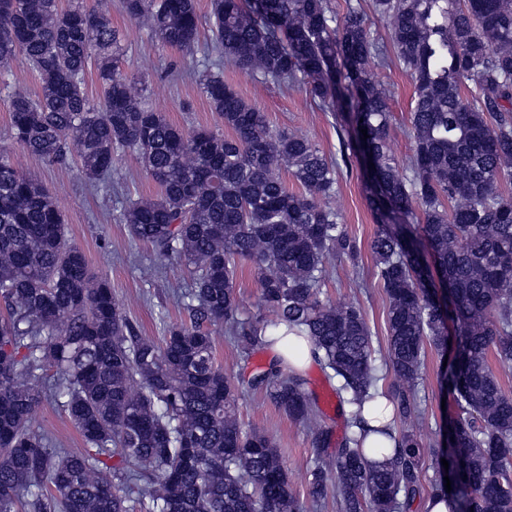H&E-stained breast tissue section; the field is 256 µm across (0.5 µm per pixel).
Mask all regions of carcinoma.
Listing matches in <instances>:
<instances>
[{"label":"carcinoma","instance_id":"1","mask_svg":"<svg viewBox=\"0 0 512 512\" xmlns=\"http://www.w3.org/2000/svg\"><path fill=\"white\" fill-rule=\"evenodd\" d=\"M410 73L412 156L403 176L389 153L391 91L370 64L386 59L360 4L344 16L329 0H210V45L200 77L221 127L185 133L152 108L122 68L112 0H0V85L11 63L35 74V94L13 91L16 143L76 164L112 187L117 157H136L158 193L128 201L133 240L190 274L179 298L189 322L161 342L139 334L67 239L52 195L0 156V512H302L272 440L244 427L242 387L262 390L325 446L306 378L275 363L234 382L217 364L213 328L244 352L306 335L354 431L335 471H311L309 496L336 495L339 512H403L420 493L421 453L404 433L364 447L362 412L376 398L410 413L426 346L453 358L441 392L458 414L434 451L430 494L449 512H512V391L488 364L512 363V0H372ZM157 42L199 40L197 0H121ZM262 84L301 86L342 113L344 164L371 168L370 242L387 300L386 363L398 384L382 393L372 331L361 309L320 298L326 263L359 252L327 200L338 162L309 139L271 129L265 112L224 83L223 60ZM95 71L102 96L86 91ZM367 130L363 140L354 132ZM298 185L288 190L280 166ZM253 264L268 320L237 316L239 262ZM59 406L83 447L59 448L32 429L45 401ZM449 468H444L441 459ZM451 481L446 491L444 477Z\"/></svg>","mask_w":512,"mask_h":512}]
</instances>
